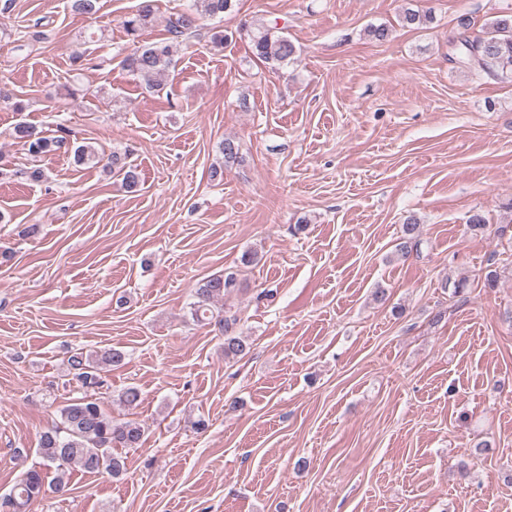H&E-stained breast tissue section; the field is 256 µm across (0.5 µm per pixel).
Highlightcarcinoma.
I'll list each match as a JSON object with an SVG mask.
<instances>
[{
	"instance_id": "obj_1",
	"label": "carcinoma",
	"mask_w": 512,
	"mask_h": 512,
	"mask_svg": "<svg viewBox=\"0 0 512 512\" xmlns=\"http://www.w3.org/2000/svg\"><path fill=\"white\" fill-rule=\"evenodd\" d=\"M237 0H187L186 8L173 14L167 21L171 42H140L142 31L155 22L154 0H141L135 13L123 21L127 36L132 42L131 52L122 60L123 66L139 81L148 93L160 90L162 77L173 68V43L194 34L199 21L205 17H217L235 8ZM68 8L76 15L91 17L99 10V0H68ZM432 20L431 11L408 9L402 17V25L419 28ZM474 23L468 17L459 19L456 34L449 42L458 49V63L474 75L494 81L512 79V14L492 16L481 25L483 34L472 37L469 30ZM239 33L247 37L254 56L271 66H284L294 60L296 47L283 32L259 23L243 25ZM70 130L61 127L57 135H48L38 127L18 123L12 137L22 144L27 153L38 158L56 152L68 144ZM224 162L242 160L240 145L226 138L219 146ZM73 164L77 167L89 163L103 164L112 175L121 178L128 193L139 192L140 180L136 167L127 151L99 152L89 144L71 149ZM419 245V224L407 221L403 224V241L399 244L401 256L407 258ZM235 287L231 274L213 276L195 290L191 316L198 322L208 321L218 326L224 335V357L243 358L251 346L236 334L239 319L216 303L224 299V292ZM125 354L117 349H104L88 354L76 352L69 356L68 372L76 381L82 396L70 400L59 410L60 421L45 431L40 438L37 453L43 460V468L23 473L16 482L13 494L5 505L13 512H25L27 505L51 490L58 497L70 492V474L77 467L85 472H106L113 477L126 470V458L114 453L116 448H136L140 445L145 426L135 419L120 423L104 408L101 389L106 385L103 369L124 364Z\"/></svg>"
}]
</instances>
